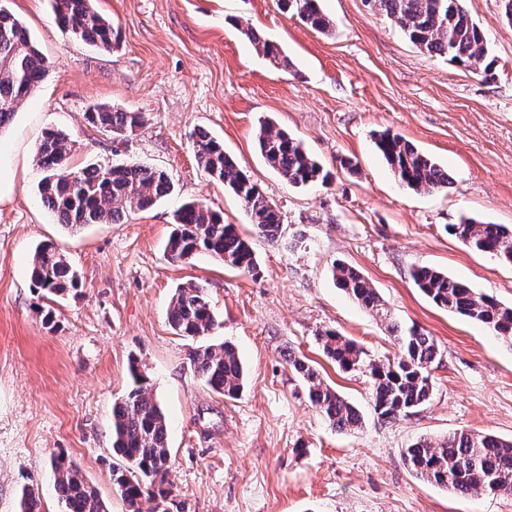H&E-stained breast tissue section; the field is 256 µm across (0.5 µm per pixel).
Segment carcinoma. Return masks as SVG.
I'll return each mask as SVG.
<instances>
[{
  "label": "carcinoma",
  "mask_w": 512,
  "mask_h": 512,
  "mask_svg": "<svg viewBox=\"0 0 512 512\" xmlns=\"http://www.w3.org/2000/svg\"><path fill=\"white\" fill-rule=\"evenodd\" d=\"M462 2L368 0L372 9L395 20L405 37L420 50L464 70L479 68L484 77L490 78L494 75V61L489 59L484 32ZM276 4L282 13L298 17L317 31L334 28L332 19L320 7V0H276ZM52 11L56 25L70 38L101 50L112 49L116 40L112 22L91 6V0H52ZM241 32L271 63L291 68L290 60L281 55L276 44L261 39L250 26L241 28ZM45 72V59L25 26L12 13L0 11V128L11 122L19 105L39 87ZM85 120L115 139H124L136 134L145 116L109 104H95L85 113ZM257 144L266 163L289 184L307 186L328 181L329 173L303 145L273 123L259 124ZM375 145L401 186L430 193L451 184L448 169L399 134L390 130L379 133ZM71 149L67 134L48 128L37 147L36 158L44 173L39 183L43 202L72 228L116 223L128 212L151 207L173 190L164 171L139 163L71 170ZM194 150L204 172L224 183L250 212L255 230L268 239H278L283 226L280 210L224 152L223 143L201 132L194 141ZM448 231L468 249L512 264V229L464 218L448 225ZM167 251L174 261L207 253L244 271L256 268L249 242L235 225L224 223V216L202 201L188 202L176 212ZM331 272L337 287L364 309L380 317L387 315L378 293L358 270L335 263ZM411 277L438 307L481 324L512 343V305L479 296L467 284L430 267L416 268ZM30 281L42 300L75 295L81 287L77 271L52 244L36 248ZM168 320L178 335L189 338H204L219 327L206 288L194 283L176 288ZM388 330L399 352L387 361L366 357L356 341L334 330L319 333L317 341L323 355L340 369L369 372L373 410L380 419L391 422L429 400L430 368L440 359V351L434 339L415 325L392 321ZM189 361L212 391L229 398L241 391L244 371L232 343L199 345L189 352ZM288 363L303 383L309 402L325 420L340 431L362 428L358 409L324 383L305 360L291 355ZM129 375L128 390L112 406V451L123 461V466L112 469V483L130 512H140V503L146 496L155 501L154 512H170L168 421L149 393L148 377L136 358L130 360ZM403 456L417 477L459 495L479 490L512 493V440L460 430L440 440L421 438L404 449ZM51 466L64 512H106L96 490L73 461L60 453L51 458ZM18 512H41L40 500L32 488H23Z\"/></svg>",
  "instance_id": "obj_1"
}]
</instances>
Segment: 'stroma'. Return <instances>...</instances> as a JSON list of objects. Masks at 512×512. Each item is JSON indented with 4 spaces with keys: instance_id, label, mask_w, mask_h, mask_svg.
I'll return each instance as SVG.
<instances>
[{
    "instance_id": "1",
    "label": "stroma",
    "mask_w": 512,
    "mask_h": 512,
    "mask_svg": "<svg viewBox=\"0 0 512 512\" xmlns=\"http://www.w3.org/2000/svg\"><path fill=\"white\" fill-rule=\"evenodd\" d=\"M117 35L104 51L66 37L50 0H0L29 29L47 63L36 92L0 131V512H17L23 486L42 512H63L50 460L67 454L108 512H128L112 484V405L138 358L169 421L173 512H512V495L460 496L416 478L403 450L465 429L512 439V345L436 307L412 268L433 267L476 293L512 304V266L465 249L449 225L472 217L512 228V22L501 0H465L495 61L484 78L413 45L367 0H321L329 33L282 14L275 0H95ZM277 44L274 66L239 32ZM106 103L144 113L129 140L84 119ZM301 142L332 174L294 187L260 156L261 120ZM72 143L69 166L140 163L167 173L171 196L118 224L71 229L41 201L36 148L46 129ZM223 142L283 216L272 241L255 233L240 200L199 166L193 140ZM389 130L447 168V190L401 187L374 136ZM357 165L349 174L340 167ZM207 202L248 234L256 268L208 255L172 261L173 214ZM54 244L82 278L55 299L45 324L31 288L36 246ZM352 265L376 289L381 319L332 280ZM203 285L218 314L214 343L232 342L245 366L237 397L212 392L191 368L195 340L169 325L184 283ZM436 341L433 395L392 423L378 419L368 376L344 371L316 336L333 329L369 358H394L388 320ZM308 358L356 406L363 426L341 431L305 398L289 355ZM304 453H297V446Z\"/></svg>"
}]
</instances>
